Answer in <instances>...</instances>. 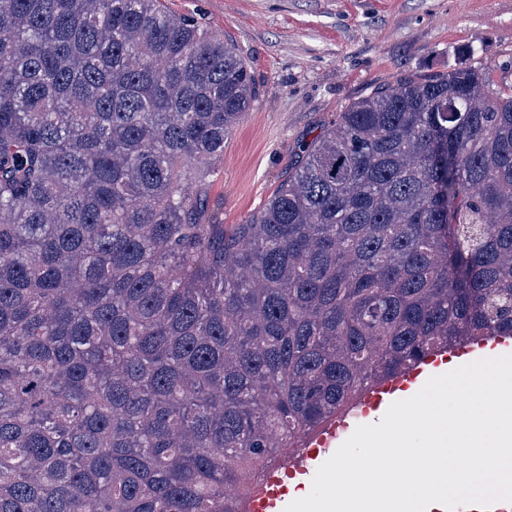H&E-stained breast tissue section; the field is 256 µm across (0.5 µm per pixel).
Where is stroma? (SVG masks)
Listing matches in <instances>:
<instances>
[{
    "label": "stroma",
    "instance_id": "obj_1",
    "mask_svg": "<svg viewBox=\"0 0 512 512\" xmlns=\"http://www.w3.org/2000/svg\"><path fill=\"white\" fill-rule=\"evenodd\" d=\"M232 43L258 102L224 145L205 219L240 224L351 101L409 75L512 65V0H162Z\"/></svg>",
    "mask_w": 512,
    "mask_h": 512
}]
</instances>
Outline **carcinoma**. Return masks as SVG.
I'll list each match as a JSON object with an SVG mask.
<instances>
[{
  "instance_id": "obj_1",
  "label": "carcinoma",
  "mask_w": 512,
  "mask_h": 512,
  "mask_svg": "<svg viewBox=\"0 0 512 512\" xmlns=\"http://www.w3.org/2000/svg\"><path fill=\"white\" fill-rule=\"evenodd\" d=\"M256 96L159 0H0V512H249L373 387L512 337V83L380 87L205 224Z\"/></svg>"
}]
</instances>
